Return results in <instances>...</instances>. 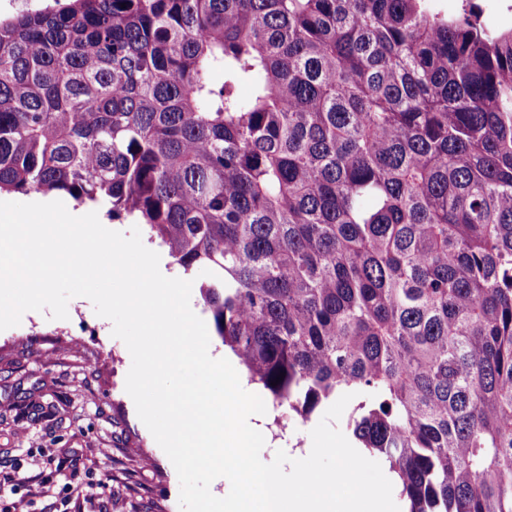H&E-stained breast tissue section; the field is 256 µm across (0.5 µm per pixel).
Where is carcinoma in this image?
<instances>
[{
    "label": "carcinoma",
    "instance_id": "carcinoma-1",
    "mask_svg": "<svg viewBox=\"0 0 512 512\" xmlns=\"http://www.w3.org/2000/svg\"><path fill=\"white\" fill-rule=\"evenodd\" d=\"M2 192L207 271L248 381L283 419L355 394L407 512H512V29L476 0L30 5L0 18Z\"/></svg>",
    "mask_w": 512,
    "mask_h": 512
}]
</instances>
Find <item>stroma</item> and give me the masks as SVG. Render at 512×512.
Returning a JSON list of instances; mask_svg holds the SVG:
<instances>
[{
	"label": "stroma",
	"instance_id": "35a3bbf8",
	"mask_svg": "<svg viewBox=\"0 0 512 512\" xmlns=\"http://www.w3.org/2000/svg\"><path fill=\"white\" fill-rule=\"evenodd\" d=\"M109 319L84 297L68 317L26 312L0 331V512H180L168 456L125 390L131 356ZM260 456L294 454L314 421H281L272 409Z\"/></svg>",
	"mask_w": 512,
	"mask_h": 512
}]
</instances>
